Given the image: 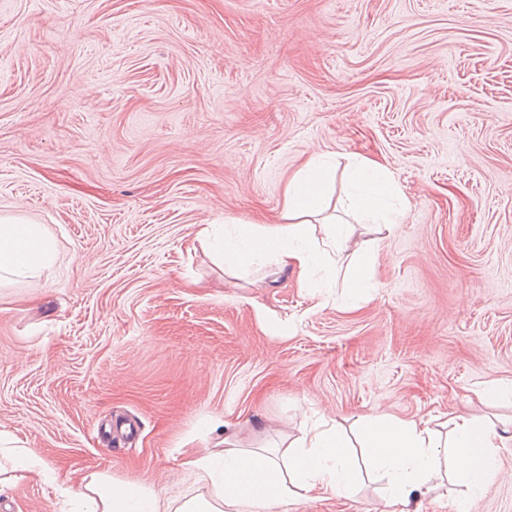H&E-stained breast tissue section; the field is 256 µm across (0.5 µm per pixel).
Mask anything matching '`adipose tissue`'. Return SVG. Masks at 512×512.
Instances as JSON below:
<instances>
[{"instance_id": "adipose-tissue-1", "label": "adipose tissue", "mask_w": 512, "mask_h": 512, "mask_svg": "<svg viewBox=\"0 0 512 512\" xmlns=\"http://www.w3.org/2000/svg\"><path fill=\"white\" fill-rule=\"evenodd\" d=\"M346 171L351 189L341 203L343 211L372 222L377 232L397 233L407 201L388 169L354 156ZM331 178L332 168L323 157H311L289 179L277 222H235L224 231L212 224L202 227L225 273L237 278L258 267L267 279L291 272L299 287L306 288L313 271L320 269L341 276L348 294L370 288L375 243H352L350 224L327 215ZM56 254V240L46 225L0 216V285L16 280L41 285L52 275ZM448 420L454 438L446 448L428 420L387 414L359 418V467L337 426L322 424L290 441L277 455L229 440L220 448L189 452L183 466L197 475L200 487L178 499L166 501L146 486L99 475L82 478L78 496L86 512H286L301 499L352 494L364 467L383 486L382 512H421L426 495L452 474L467 486L457 512H468L494 480L499 450L512 440V420L454 412ZM0 445L12 449L9 465L0 464V480L37 476L53 481V473L32 451L13 445L7 431L0 430Z\"/></svg>"}]
</instances>
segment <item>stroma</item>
<instances>
[{
    "label": "stroma",
    "instance_id": "1",
    "mask_svg": "<svg viewBox=\"0 0 512 512\" xmlns=\"http://www.w3.org/2000/svg\"><path fill=\"white\" fill-rule=\"evenodd\" d=\"M313 155L408 201L358 299L229 277L198 236L273 221ZM0 215L58 248L0 288V430L58 484L0 512L98 473L177 499L184 449L320 417L510 419L475 392L512 381V0H0ZM382 507L366 480L288 512ZM471 512H512V444Z\"/></svg>",
    "mask_w": 512,
    "mask_h": 512
}]
</instances>
